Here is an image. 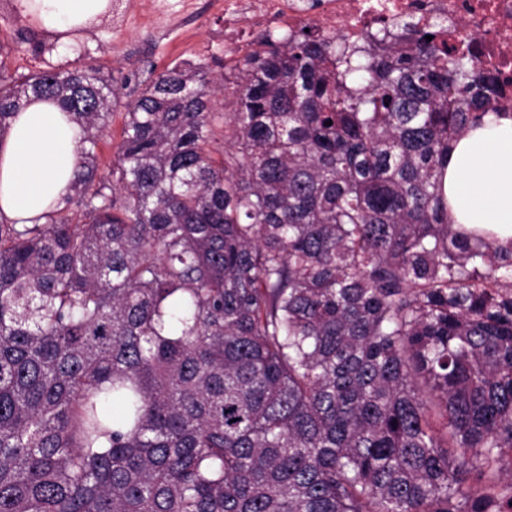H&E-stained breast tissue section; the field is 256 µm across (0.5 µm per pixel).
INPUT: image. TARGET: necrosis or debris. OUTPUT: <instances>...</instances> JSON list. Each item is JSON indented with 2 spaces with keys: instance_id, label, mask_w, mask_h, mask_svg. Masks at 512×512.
<instances>
[{
  "instance_id": "necrosis-or-debris-1",
  "label": "necrosis or debris",
  "mask_w": 512,
  "mask_h": 512,
  "mask_svg": "<svg viewBox=\"0 0 512 512\" xmlns=\"http://www.w3.org/2000/svg\"><path fill=\"white\" fill-rule=\"evenodd\" d=\"M407 17L442 24L470 40L499 84L493 108L512 112V0H224V58L231 62L256 51L253 27L288 34L312 27L361 41L384 25L399 29Z\"/></svg>"
}]
</instances>
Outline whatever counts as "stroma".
<instances>
[{
  "label": "stroma",
  "instance_id": "35a3bbf8",
  "mask_svg": "<svg viewBox=\"0 0 512 512\" xmlns=\"http://www.w3.org/2000/svg\"><path fill=\"white\" fill-rule=\"evenodd\" d=\"M217 0H126L123 9L83 34L77 43L38 52L43 35L16 0H0V48L11 72L26 74L74 65L101 68L120 88V98L98 147L100 174H107L121 141L122 114L145 82L175 63L207 64L210 77L224 71V10Z\"/></svg>",
  "mask_w": 512,
  "mask_h": 512
}]
</instances>
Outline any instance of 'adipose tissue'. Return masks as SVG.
Segmentation results:
<instances>
[{"label":"adipose tissue","mask_w":512,"mask_h":512,"mask_svg":"<svg viewBox=\"0 0 512 512\" xmlns=\"http://www.w3.org/2000/svg\"><path fill=\"white\" fill-rule=\"evenodd\" d=\"M111 0H18L39 28L67 33L100 22ZM81 126L50 100L22 108L0 140V222L29 224L54 210L78 168ZM454 229L512 241V118L488 117L465 130L444 178Z\"/></svg>","instance_id":"ef3b65f1"}]
</instances>
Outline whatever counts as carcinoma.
Listing matches in <instances>:
<instances>
[{"mask_svg": "<svg viewBox=\"0 0 512 512\" xmlns=\"http://www.w3.org/2000/svg\"><path fill=\"white\" fill-rule=\"evenodd\" d=\"M404 34L265 36L219 160L207 67L170 66L106 177L113 80L0 57V135L33 97L84 128L62 205L0 222V512H512V242L443 189L496 79Z\"/></svg>", "mask_w": 512, "mask_h": 512, "instance_id": "carcinoma-1", "label": "carcinoma"}]
</instances>
